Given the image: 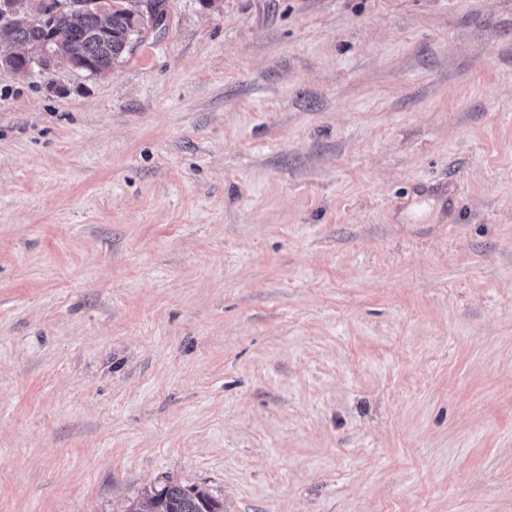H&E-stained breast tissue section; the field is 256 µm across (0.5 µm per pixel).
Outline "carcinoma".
I'll use <instances>...</instances> for the list:
<instances>
[{
    "mask_svg": "<svg viewBox=\"0 0 512 512\" xmlns=\"http://www.w3.org/2000/svg\"><path fill=\"white\" fill-rule=\"evenodd\" d=\"M14 2L20 17L0 23V45L24 46L35 56L48 50L61 51L80 69L90 73L108 70L114 61L122 57L135 37L128 11L113 12L108 30L102 28L100 17L89 11L82 14L77 23L71 15L64 14L59 18L64 33L59 45L35 17L27 15L26 0ZM220 508L221 505L203 490L168 484L130 512H220Z\"/></svg>",
    "mask_w": 512,
    "mask_h": 512,
    "instance_id": "1",
    "label": "carcinoma"
}]
</instances>
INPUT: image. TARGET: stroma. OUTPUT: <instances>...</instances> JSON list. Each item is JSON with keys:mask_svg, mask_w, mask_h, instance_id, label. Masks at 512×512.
<instances>
[{"mask_svg": "<svg viewBox=\"0 0 512 512\" xmlns=\"http://www.w3.org/2000/svg\"><path fill=\"white\" fill-rule=\"evenodd\" d=\"M166 3L0 68V512H512V0ZM220 508L221 505L203 490L168 484L130 512H220Z\"/></svg>", "mask_w": 512, "mask_h": 512, "instance_id": "35a3bbf8", "label": "stroma"}]
</instances>
